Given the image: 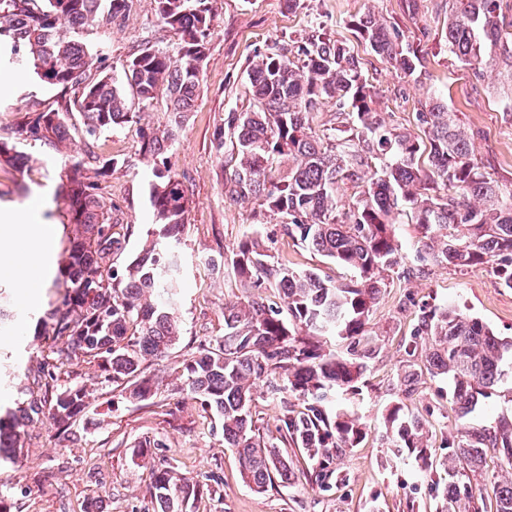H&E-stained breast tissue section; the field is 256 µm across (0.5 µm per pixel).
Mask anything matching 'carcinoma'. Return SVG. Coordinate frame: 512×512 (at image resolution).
I'll return each instance as SVG.
<instances>
[{
  "mask_svg": "<svg viewBox=\"0 0 512 512\" xmlns=\"http://www.w3.org/2000/svg\"><path fill=\"white\" fill-rule=\"evenodd\" d=\"M155 2L160 23L178 36L175 46L138 48L122 64L123 77L100 73L91 79L102 61L78 29L124 17L128 0H0V62L29 66L41 83L71 90L88 136L136 121L126 83L144 109L160 96L168 101L170 129L142 136L140 151L155 163L148 188L154 223L134 257L120 260L122 245L112 233L118 207L100 193L101 178L117 161L88 150L86 159L64 165L61 197L69 223L81 226L82 236L72 241L60 269L64 293L38 320L52 353L49 377L79 357L97 358L112 379L132 382L129 397L140 401L158 391L152 378L141 375L140 363L167 356L181 335L173 290L182 273L179 246L191 197L185 179L160 156L173 128L194 107L212 21L208 0ZM448 5L450 53L469 66L481 65L489 50L512 59V18L503 14L502 0ZM355 28L404 75L418 73L423 57L392 37L385 20L367 14ZM299 51L296 61L277 52L251 66L255 108L233 117L235 159L224 192L276 216L288 235L299 233L302 242L355 276L337 283L274 260L257 237L238 242L232 266L240 285L275 288L279 301L260 296L224 306V335L185 362L181 374L182 390L221 422L243 481L258 493L277 477L289 479L280 442L299 449L314 483L328 488L343 479L337 461L365 440L360 418L329 406V396L354 388L378 352L367 325L383 273L398 265L392 227L400 215L409 213L420 229L424 265L490 267L512 288V191L480 166L455 113L437 99L418 113L424 137L398 132L380 118L376 92L342 44L317 36ZM329 102L342 116L334 138L311 125L314 112ZM72 116L69 108L26 112L17 139L57 151L69 139ZM425 142L430 152L423 166ZM363 144L379 167L363 156ZM282 156L292 166L274 177ZM0 161L23 167L27 158L17 144L0 140ZM326 334L347 342L346 354L324 350L317 337ZM421 343L425 356L417 368L413 357ZM406 354L410 360L397 376L398 401L383 436L391 456L414 460L442 489L446 512H512L511 478L495 482L489 496L469 476L489 456L512 469V414L490 426H460L444 444L448 463L436 464L420 418L404 404L427 372L448 380V395L466 416L494 387L512 381V338L446 305L422 314ZM258 382L285 404L276 438H264L254 420L252 389ZM86 399L85 388H71L21 412L25 418L40 415L66 434ZM18 425V416H0V460L11 459ZM152 488L161 512H182L180 503L203 494L199 484L166 467L152 469Z\"/></svg>",
  "mask_w": 512,
  "mask_h": 512,
  "instance_id": "carcinoma-1",
  "label": "carcinoma"
}]
</instances>
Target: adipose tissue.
<instances>
[{
    "label": "adipose tissue",
    "instance_id": "1",
    "mask_svg": "<svg viewBox=\"0 0 512 512\" xmlns=\"http://www.w3.org/2000/svg\"><path fill=\"white\" fill-rule=\"evenodd\" d=\"M44 203L33 199L27 211L0 212V273L10 275L23 301L35 300L52 269L51 237L43 224Z\"/></svg>",
    "mask_w": 512,
    "mask_h": 512
}]
</instances>
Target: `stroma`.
I'll list each match as a JSON object with an SVG mask.
<instances>
[{
	"mask_svg": "<svg viewBox=\"0 0 512 512\" xmlns=\"http://www.w3.org/2000/svg\"><path fill=\"white\" fill-rule=\"evenodd\" d=\"M211 7L213 22L195 107L165 155L172 170L188 180L192 203L182 244L185 275L178 287L182 335L167 357L141 364L143 375L159 379L158 394L143 402L132 400L128 382L113 381L97 360L86 357L55 377L44 375L50 352L37 320L61 290L55 280H48L38 298L25 304L14 280L0 274V411L17 410L30 399L74 385L89 392L92 408L64 435L40 420L21 426L15 461L0 464V489L9 494L10 512H159L151 470L161 466L204 485L202 496L189 500L184 512H369L373 507L406 512L410 499L425 505L427 512H440L441 494L412 460L389 458L382 440L385 416L396 400V378L407 359L405 347L422 310L443 303L480 318L499 336H512V288L504 287L488 267L461 271L423 265L417 225L408 220L398 224L399 263L370 313L379 351L358 391L336 396V408L357 413L367 430L364 442L339 462L344 482L320 490L309 482L298 449L284 445L280 451L293 469L290 482L264 493L252 491L242 482L235 453L225 447L210 413L181 391L184 362L223 335L225 305L250 297L230 267L217 270L204 259L255 235L272 255L297 268L336 281L349 280L352 272L299 237L288 236L276 217L226 195L224 182L232 167L218 155L213 134L223 128L225 141H233L228 118L252 105L248 70L256 55L294 50L309 38L327 36L343 42L359 59L388 126L422 134L419 112L431 99L442 98L471 137L479 163L511 189L512 99L499 92L506 63L491 60L475 72L449 53L448 0H299L292 11L285 0H212ZM369 13L387 20L402 41L422 49L420 74H400L359 37L354 24ZM84 38L100 51L105 72L117 74L138 45L167 48L176 40L158 21L154 0H130L124 19L100 24ZM9 73L13 83L0 91L1 139H15L25 112L73 103L72 92L42 84L30 69L13 67ZM167 121V104L161 98L140 112L138 122L96 137L76 128L59 153L31 140L22 142L20 151L35 163L25 173L0 163V208L21 212L32 198H41L46 205L43 218L56 228L53 260L61 262L77 231L55 199L59 172L65 161L83 158L87 148H94L101 158L117 161L100 187L122 211L117 231L125 241V257L135 256L154 220L148 202L154 164L140 154V132ZM447 390V381L426 374L407 402L424 424L437 461L460 424L488 426L512 411V386L506 384L463 418ZM147 440L153 446L140 454L139 445Z\"/></svg>",
	"mask_w": 512,
	"mask_h": 512,
	"instance_id": "obj_1",
	"label": "stroma"
}]
</instances>
